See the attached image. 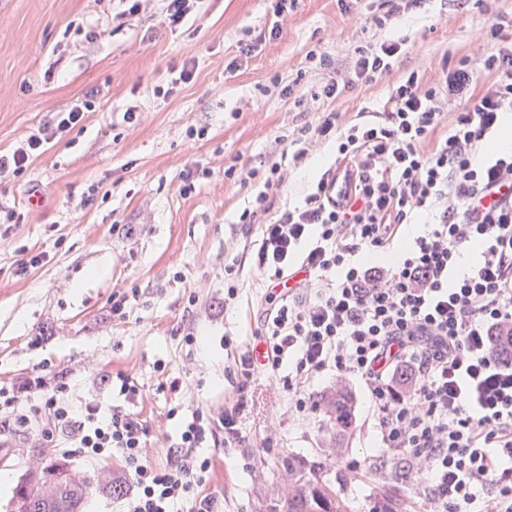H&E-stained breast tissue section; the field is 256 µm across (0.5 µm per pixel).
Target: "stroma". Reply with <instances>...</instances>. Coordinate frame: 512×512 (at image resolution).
<instances>
[{"mask_svg":"<svg viewBox=\"0 0 512 512\" xmlns=\"http://www.w3.org/2000/svg\"><path fill=\"white\" fill-rule=\"evenodd\" d=\"M380 0H294L277 19L272 0H196L170 27L163 0L124 15L123 0H0V152L37 132L55 113L91 101L81 126L55 138L20 175H0V214L19 221L0 239V384L68 367L69 399L123 405L110 385L134 375L145 391L133 411L146 429L154 464L166 465L182 417L210 419L201 455L213 468L202 492L219 512H264L290 455L321 461L323 475L349 512H374L383 495L406 512H431L417 497L404 461L380 447L361 382L353 428L340 455L325 454L330 427L321 414L286 415L287 397L265 376L238 391L236 344L254 341L264 293L252 268L251 208L294 128L324 112L347 124L378 110L408 71L433 85L444 66L473 53L478 31L512 15V0H427L420 11L378 29L365 22ZM277 37H270L272 27ZM405 42L401 61L376 81L322 96L336 73L318 55L351 62L358 46ZM251 54H243L244 46ZM190 81L178 82L182 66ZM174 85L172 95L161 88ZM138 119L126 122L127 110ZM336 145L314 143L291 170L275 210L303 204ZM256 170L247 178V170ZM195 188L182 195L187 172ZM38 204H31V196ZM38 257L37 265L22 261ZM238 260L240 301L224 306V266ZM137 289L125 318L112 319V296ZM194 324L198 340L185 344ZM53 334L39 338L40 327ZM184 394L171 392L172 379ZM245 397L241 435L225 445L219 418ZM34 440L0 430V512L26 474L53 459ZM95 488L83 512H121L104 486L118 460L67 457Z\"/></svg>","mask_w":512,"mask_h":512,"instance_id":"stroma-1","label":"stroma"}]
</instances>
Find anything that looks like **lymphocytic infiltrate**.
Instances as JSON below:
<instances>
[{
  "label": "lymphocytic infiltrate",
  "mask_w": 512,
  "mask_h": 512,
  "mask_svg": "<svg viewBox=\"0 0 512 512\" xmlns=\"http://www.w3.org/2000/svg\"><path fill=\"white\" fill-rule=\"evenodd\" d=\"M501 29L498 19L485 26L475 58L433 86L412 71L382 110L342 128L326 112L294 130L293 166L330 137L336 160L303 205L279 210L252 243L265 348L241 354L242 382L267 375L297 418L314 410V380L363 382L384 447L403 456L432 512H512V358L492 347L512 335V148L493 146L512 113V45ZM401 51L397 42L355 48L350 75L325 97L389 73ZM480 69L496 75L482 90ZM83 118L79 106L56 113L0 153V174L25 171ZM68 388L66 371L34 373L0 386V408L44 446L70 434L61 456H119L130 483L123 512H173L187 500L191 512H215L195 494L211 468L199 452L202 410L182 422L176 455L160 467L133 413L102 414L96 402L69 400Z\"/></svg>",
  "instance_id": "f902f5d3"
}]
</instances>
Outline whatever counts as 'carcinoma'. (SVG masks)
I'll use <instances>...</instances> for the list:
<instances>
[{"label":"carcinoma","mask_w":512,"mask_h":512,"mask_svg":"<svg viewBox=\"0 0 512 512\" xmlns=\"http://www.w3.org/2000/svg\"><path fill=\"white\" fill-rule=\"evenodd\" d=\"M315 405L330 425L335 447H342L353 424L350 394L342 387L331 389L321 394ZM281 466L288 473V491L279 493L267 512H347V506L323 481L321 462L289 456L282 459ZM50 468L63 472L67 465L51 461L28 473L14 490L11 512H23L30 500L42 503L44 512H81L93 483L73 473L70 484L61 492L57 484L45 479V471Z\"/></svg>","instance_id":"1"}]
</instances>
